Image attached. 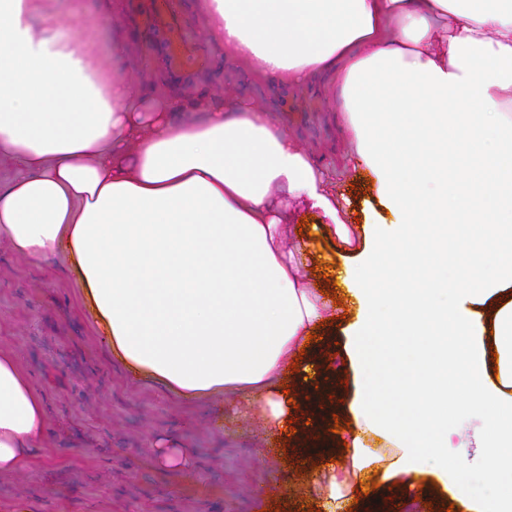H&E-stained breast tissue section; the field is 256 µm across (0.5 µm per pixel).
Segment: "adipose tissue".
<instances>
[{
  "label": "adipose tissue",
  "instance_id": "adipose-tissue-1",
  "mask_svg": "<svg viewBox=\"0 0 512 512\" xmlns=\"http://www.w3.org/2000/svg\"><path fill=\"white\" fill-rule=\"evenodd\" d=\"M227 64L283 85L336 82L348 167L372 190L358 265L338 275L356 313L364 382L350 479L455 476L465 512H512V0H203ZM77 5L0 0V239L21 257L65 258L79 304L135 379L184 398L237 396L287 439L272 395L308 335L336 314L307 282V243L285 249L288 214L340 239L350 201L269 112L240 102L175 122L121 76L117 42L85 33ZM451 267L428 277L429 264ZM472 435L494 490L459 480L450 414ZM46 400L0 348V476L37 458Z\"/></svg>",
  "mask_w": 512,
  "mask_h": 512
}]
</instances>
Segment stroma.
<instances>
[{
    "mask_svg": "<svg viewBox=\"0 0 512 512\" xmlns=\"http://www.w3.org/2000/svg\"><path fill=\"white\" fill-rule=\"evenodd\" d=\"M190 50L205 58L204 67L173 70L153 49L154 35L139 16L124 11L112 34L124 39L129 64L123 76L157 79L156 96L176 92L205 110L238 100L275 112L285 134L321 160L333 188L362 208L369 197L366 178L346 167L335 125L336 93L320 78L296 85L262 81L246 71H228L218 48L208 42L198 0H173ZM302 234L311 246V281L333 286L326 267L357 263L363 248L361 225L341 241L319 225ZM77 284L65 260L54 268L15 255L0 242V347L16 352L51 407L52 425L45 450L66 464L48 468L33 463L18 474L0 477L1 500L38 503V512H320L328 464L303 457L265 432L263 416L244 410L231 396L182 399L161 384L133 379L114 360L86 313L76 304ZM348 322L328 323L304 357L333 360L321 399L299 390L302 403L291 409L299 446L341 452L349 441L346 422L357 380L348 363ZM175 434L193 449L192 472L178 474L155 460L156 439ZM376 501H358L353 512H463L433 477L412 483L378 480Z\"/></svg>",
    "mask_w": 512,
    "mask_h": 512,
    "instance_id": "stroma-1",
    "label": "stroma"
}]
</instances>
